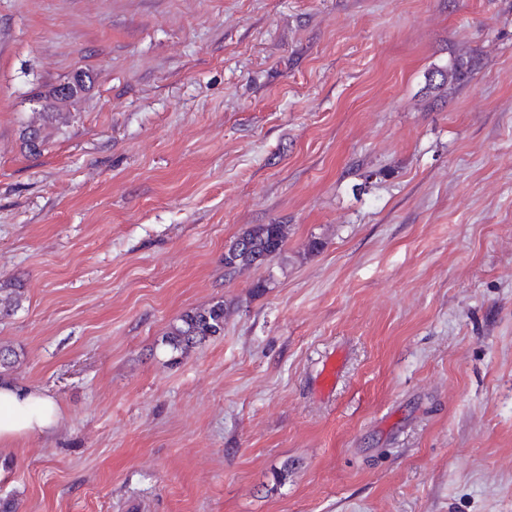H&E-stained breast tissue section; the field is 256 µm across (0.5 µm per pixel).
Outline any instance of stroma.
Returning a JSON list of instances; mask_svg holds the SVG:
<instances>
[{"instance_id": "stroma-1", "label": "stroma", "mask_w": 512, "mask_h": 512, "mask_svg": "<svg viewBox=\"0 0 512 512\" xmlns=\"http://www.w3.org/2000/svg\"><path fill=\"white\" fill-rule=\"evenodd\" d=\"M0 283L18 512H512V0H0ZM74 81H68L51 88L39 100V123H27L21 130L22 145L29 153H40L48 143L53 130L67 123L71 112H64L74 101L78 100L89 89L91 75L84 73ZM66 90V92H65ZM238 239L245 240L249 246L248 250L235 257L239 259L237 263L242 268L260 266L281 255L285 250L287 236L284 233V224H254L235 240ZM255 255L262 256L264 260L253 264ZM225 316L224 301L185 311L169 324L162 343L176 359L178 355L183 356L190 349L222 336ZM61 417L60 407L45 392L0 382V444L50 435Z\"/></svg>"}]
</instances>
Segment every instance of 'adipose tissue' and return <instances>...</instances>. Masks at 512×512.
I'll return each mask as SVG.
<instances>
[{
  "instance_id": "obj_1",
  "label": "adipose tissue",
  "mask_w": 512,
  "mask_h": 512,
  "mask_svg": "<svg viewBox=\"0 0 512 512\" xmlns=\"http://www.w3.org/2000/svg\"><path fill=\"white\" fill-rule=\"evenodd\" d=\"M61 423L54 398L37 389L0 382V444L27 436H46Z\"/></svg>"
}]
</instances>
